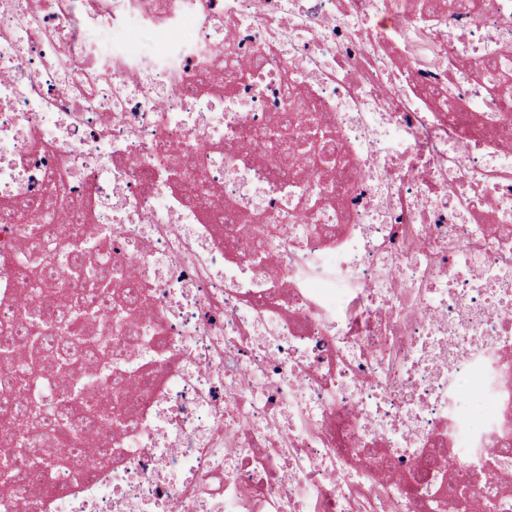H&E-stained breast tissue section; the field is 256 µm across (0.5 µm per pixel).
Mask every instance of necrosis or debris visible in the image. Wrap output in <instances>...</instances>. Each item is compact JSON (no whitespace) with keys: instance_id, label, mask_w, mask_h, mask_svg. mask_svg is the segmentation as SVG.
<instances>
[{"instance_id":"4bbe7bcc","label":"necrosis or debris","mask_w":512,"mask_h":512,"mask_svg":"<svg viewBox=\"0 0 512 512\" xmlns=\"http://www.w3.org/2000/svg\"><path fill=\"white\" fill-rule=\"evenodd\" d=\"M416 3L0 0V337L50 185L140 297L66 368L132 412L0 512H512V0Z\"/></svg>"}]
</instances>
